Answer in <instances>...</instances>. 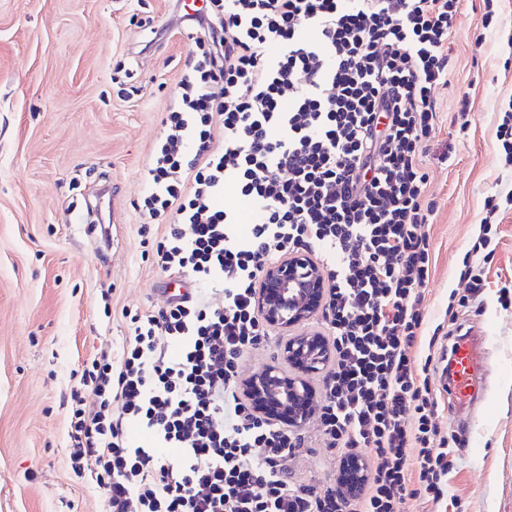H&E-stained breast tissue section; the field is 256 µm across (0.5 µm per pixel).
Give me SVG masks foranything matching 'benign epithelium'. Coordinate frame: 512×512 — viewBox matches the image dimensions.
Wrapping results in <instances>:
<instances>
[{
    "label": "benign epithelium",
    "mask_w": 512,
    "mask_h": 512,
    "mask_svg": "<svg viewBox=\"0 0 512 512\" xmlns=\"http://www.w3.org/2000/svg\"><path fill=\"white\" fill-rule=\"evenodd\" d=\"M321 270L303 252L286 262L266 268L260 281L261 314L270 327L295 328L317 313L324 299ZM332 358L329 341L316 333L301 332L288 337L280 351V363L243 384L254 411L267 413L272 405L287 410L285 422L300 427L316 412L308 377L323 371Z\"/></svg>",
    "instance_id": "obj_1"
}]
</instances>
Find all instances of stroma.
<instances>
[{"label": "stroma", "instance_id": "stroma-1", "mask_svg": "<svg viewBox=\"0 0 512 512\" xmlns=\"http://www.w3.org/2000/svg\"><path fill=\"white\" fill-rule=\"evenodd\" d=\"M494 8L496 27L480 42L485 2L462 0L448 83L434 94L426 170L436 212L424 227L434 325L449 294L467 292L459 273L485 199L512 189L496 139L512 99V0ZM194 48L175 0H0V512H105L101 490L71 470L70 393L93 354L121 358L130 314L166 310L178 287L153 259L165 227L138 205ZM464 95L475 120L462 137L452 115ZM446 149L451 159L439 162ZM103 183L119 234L101 250ZM499 230L488 286L465 316L485 328L493 354L474 431L437 395L440 427L463 441L448 476L463 512H512V306L498 299L512 284V209ZM301 431L305 445L285 465L297 484L328 487L339 462L317 420Z\"/></svg>", "mask_w": 512, "mask_h": 512}]
</instances>
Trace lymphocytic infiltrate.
Returning <instances> with one entry per match:
<instances>
[{"mask_svg":"<svg viewBox=\"0 0 512 512\" xmlns=\"http://www.w3.org/2000/svg\"><path fill=\"white\" fill-rule=\"evenodd\" d=\"M460 2L209 0L141 205L168 223L158 266L207 296L133 315L120 361L97 353L71 393V467L95 457L107 512H400L409 498L448 512L461 441L442 432L431 387L449 342L429 332L424 304L435 212L424 157ZM228 185L258 209L246 234L214 203ZM511 206L512 191L486 200L449 322L486 288L493 226ZM301 250L328 283L333 358L316 415L340 459L338 484L314 496L284 466L302 433L255 414L238 384L243 354L269 334L263 271ZM133 423L148 442L131 440ZM361 458V488L346 496L339 483Z\"/></svg>","mask_w":512,"mask_h":512,"instance_id":"f902f5d3","label":"lymphocytic infiltrate"}]
</instances>
